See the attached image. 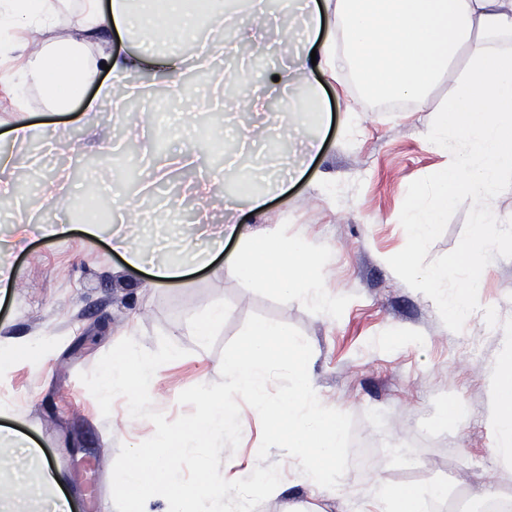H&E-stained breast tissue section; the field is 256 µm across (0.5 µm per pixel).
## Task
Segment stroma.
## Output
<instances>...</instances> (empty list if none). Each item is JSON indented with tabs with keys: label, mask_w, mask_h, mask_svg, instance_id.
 <instances>
[{
	"label": "stroma",
	"mask_w": 512,
	"mask_h": 512,
	"mask_svg": "<svg viewBox=\"0 0 512 512\" xmlns=\"http://www.w3.org/2000/svg\"><path fill=\"white\" fill-rule=\"evenodd\" d=\"M238 58L217 53L205 70L184 71L181 86L196 87L190 98H170L160 81L133 74V81L150 88L154 148L183 149L200 159L199 167L175 171L153 186L142 157L136 179L122 180L129 137L125 116L111 106L88 113L77 102L61 114L34 92L26 111L17 113L0 97V152L15 158L11 196L38 228L29 246L10 256L19 286L0 298V326L12 336L58 340L46 366L21 361L0 376V403L8 408L0 425L41 445L65 473L76 512H114L111 477L119 448L150 438L155 428L146 419L125 423L119 403L111 417H103L80 373L91 371L123 338L154 351L159 336H167L187 354L161 367L155 407L176 419L186 412L179 393L220 381L223 347L250 314L259 313L298 328L310 343L323 403L353 416L354 441L344 475L350 502L311 493L296 459L274 447L268 461L279 464L284 490L254 512H286L288 505L307 503L321 512H348L370 497L376 481L410 489L443 486L444 495L430 499L423 512H456L462 499L479 512L484 502L476 487L484 481L512 499V470L492 455L499 435L482 416L488 370L506 355L503 338L512 334V178L504 177L489 201L505 223L502 235L485 245L488 262L468 319L449 327L429 294L389 264L412 255L421 268L443 266L473 242L476 212L466 196L449 204L420 250L412 248L407 220L409 202L430 204V175L467 150L453 131L444 152L425 139L453 79H443L424 102L393 112L345 75L322 77L328 116L320 152L298 181L272 196L266 214L244 220L249 234L301 238L314 247L327 285L344 300L329 317L228 273L220 260L179 283L153 286L145 272L125 265L106 236L83 233L78 208L46 206L55 172L65 167L72 192L94 205L104 225L112 223L115 194L139 206L146 228L132 237L133 245L146 246L156 235L178 246L192 242L197 204L186 187L216 172L218 161L235 148L224 138L233 115L214 109L211 93L216 81L231 83ZM20 119L65 125L64 144L56 152L37 140L13 145L7 131ZM321 187L333 191V206L314 207ZM214 303L224 306V324L199 342L188 322ZM240 421L238 447L220 454L222 475L237 480L257 466L261 442L260 420L248 405H241Z\"/></svg>",
	"instance_id": "1"
}]
</instances>
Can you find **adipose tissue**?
I'll return each instance as SVG.
<instances>
[{
  "mask_svg": "<svg viewBox=\"0 0 512 512\" xmlns=\"http://www.w3.org/2000/svg\"><path fill=\"white\" fill-rule=\"evenodd\" d=\"M80 16V30L86 37L109 28L122 37H140L145 51L120 53L102 42L92 55L81 43L61 37L31 52L27 36L51 28L53 0H0V30L12 31L13 51L21 60L12 70L10 83L16 111L25 110V92L35 88L52 108L64 110L80 99L86 111L94 112L102 101L114 97L116 86H123L125 96L134 95L135 86L125 82L129 73L162 67L168 70L169 92L177 93L185 60L177 57L164 65L151 53V46L194 34L204 20L210 30L223 31L236 26L239 19L238 12L225 8L224 0H81ZM280 36L288 45L308 40L312 49L291 55L288 67L279 70L277 78H266L262 88L272 93L286 89L298 98L299 107L283 104L273 111L271 121L284 134L300 139L308 154L320 144L325 119L324 97L311 74L345 71L371 96L417 104L454 64H462L447 110L427 137L441 146L449 132H456L465 139L468 152L432 176L436 204L410 210L409 218L417 227V240H425L440 222L449 199L462 193L477 213L476 237L499 236L502 220L487 202L501 176L512 174V53L504 49L512 41V0H288V25L281 28ZM106 67L112 72L111 83L98 85L97 96L85 98V88L97 84ZM192 194L201 204L196 235L206 245L195 252L191 263L133 247L120 231L112 234L113 250L123 254L129 267L149 265L153 284L163 286L179 281L187 265H209L214 251L223 250L225 241L233 239L237 248L226 258L225 268L262 281L282 295L313 302L326 315L335 313L341 299L327 289L319 260L305 240L250 236L235 222L234 214L242 208L264 214L266 193L244 188L237 197L226 198L223 183L215 175L197 180ZM455 265L464 275V286L451 299L438 289L448 278L447 269L419 272L407 263L401 267L414 286L431 291L437 309L448 314L454 325L469 313L484 261L466 253ZM488 383L485 416L501 438L494 454L503 466L511 467L512 370L491 366ZM5 441L24 449L26 458H39L41 467L38 481L29 484L17 478L15 456H0V474L16 478L13 493L0 496V512H73L69 501L59 496L64 475L43 460L41 449L0 426V443ZM372 491V512H420L424 496L436 494L432 486L419 493L380 483Z\"/></svg>",
  "mask_w": 512,
  "mask_h": 512,
  "instance_id": "adipose-tissue-1",
  "label": "adipose tissue"
}]
</instances>
